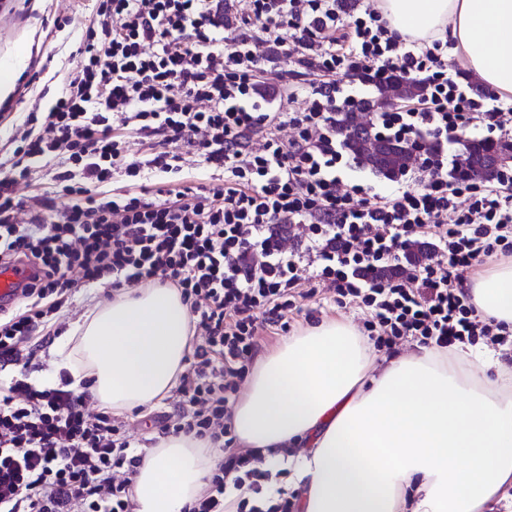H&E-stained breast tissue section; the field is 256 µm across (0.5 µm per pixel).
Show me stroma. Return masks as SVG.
<instances>
[{
    "label": "stroma",
    "mask_w": 512,
    "mask_h": 512,
    "mask_svg": "<svg viewBox=\"0 0 512 512\" xmlns=\"http://www.w3.org/2000/svg\"><path fill=\"white\" fill-rule=\"evenodd\" d=\"M95 0H0V62L15 54L26 53L27 58L14 80L10 96L0 100V145L13 134L12 123L21 119L33 103L49 107L65 90L67 79L79 64L77 49L87 26L93 21ZM69 17L70 23L58 29L53 25L56 16ZM263 86L270 91L280 90L282 83L309 86L313 73L299 65L295 58L276 54L273 61L263 65ZM218 174L194 160H187L176 182L158 175L140 180L132 190L145 197L155 198L159 191L175 187L202 192L218 186ZM112 299L108 288L78 287L72 305L61 309L59 320L63 325L55 345L49 346L45 370L35 372L38 383L58 380V343L67 341L72 330L97 306ZM304 315L292 320L293 330H300L326 319H339L355 328H362L363 313L354 307L334 304L329 290H321L317 298L303 303Z\"/></svg>",
    "instance_id": "1"
}]
</instances>
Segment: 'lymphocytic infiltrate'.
<instances>
[{"instance_id": "obj_1", "label": "lymphocytic infiltrate", "mask_w": 512, "mask_h": 512, "mask_svg": "<svg viewBox=\"0 0 512 512\" xmlns=\"http://www.w3.org/2000/svg\"><path fill=\"white\" fill-rule=\"evenodd\" d=\"M247 2L235 31L232 0H97L66 91L14 129L0 158V262L26 261L38 276L0 312V512H136L130 478L147 439L93 410L90 381L29 380L44 366L51 321L81 284L118 292L157 280L189 308L196 341L172 411L152 424L157 437L218 447L185 512H296L287 494H268L264 457L235 449L225 419L262 333L287 332L297 300L320 287L363 311L378 350L411 340L512 353V330L482 318L464 286L484 257L512 254V174L467 186L451 178L465 126L512 134L500 96L470 97L448 71L446 43L404 39L376 9ZM264 47L298 55L317 75L310 87L284 86L294 111H273L261 91ZM340 71L426 84L416 102L374 114L382 137H428L433 161L416 164L412 181L343 183L353 165L336 113L359 94L336 82ZM119 128L155 148L127 160ZM189 153L223 172L221 188L154 201L103 190L117 175L181 172ZM43 169L54 189L17 200V185ZM417 243L430 254L415 264ZM230 487L238 496L228 504Z\"/></svg>"}]
</instances>
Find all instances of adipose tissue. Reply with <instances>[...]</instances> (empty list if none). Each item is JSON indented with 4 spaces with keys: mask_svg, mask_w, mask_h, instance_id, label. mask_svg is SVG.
I'll list each match as a JSON object with an SVG mask.
<instances>
[{
    "mask_svg": "<svg viewBox=\"0 0 512 512\" xmlns=\"http://www.w3.org/2000/svg\"><path fill=\"white\" fill-rule=\"evenodd\" d=\"M399 34L452 45L460 66L512 96V0H377ZM484 317L512 325V261L473 281ZM191 333L178 290L117 293L77 326L60 365L91 379L113 412L153 408L173 387ZM491 353L422 347L372 373L368 341L325 320L257 359L230 424L271 466L292 464L302 512H484L512 484V369ZM303 447L296 460L286 449ZM208 442L159 439L132 477L137 512H184L206 485Z\"/></svg>",
    "mask_w": 512,
    "mask_h": 512,
    "instance_id": "ef3b65f1",
    "label": "adipose tissue"
}]
</instances>
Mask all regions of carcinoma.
Wrapping results in <instances>:
<instances>
[{
  "label": "carcinoma",
  "mask_w": 512,
  "mask_h": 512,
  "mask_svg": "<svg viewBox=\"0 0 512 512\" xmlns=\"http://www.w3.org/2000/svg\"><path fill=\"white\" fill-rule=\"evenodd\" d=\"M424 91L423 84L401 76L379 85L378 96L362 98L350 109L336 113V132H341L346 126L356 129V135L345 142L356 164L386 179L407 173L412 163L411 157L398 144L382 139L375 133L372 114L385 103L395 99L418 98ZM493 148L494 142L480 140L469 152L459 155L457 164L475 172L486 166Z\"/></svg>",
  "instance_id": "1"
}]
</instances>
